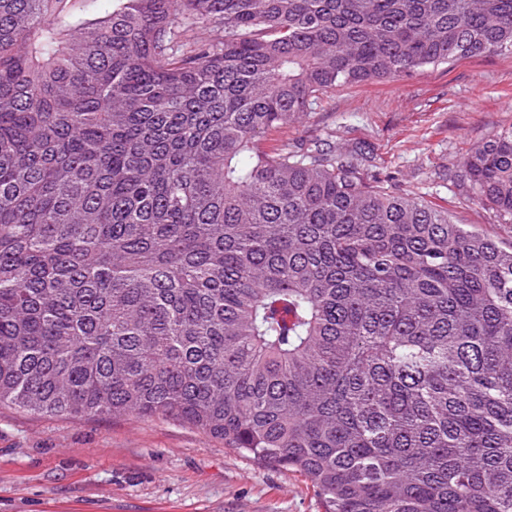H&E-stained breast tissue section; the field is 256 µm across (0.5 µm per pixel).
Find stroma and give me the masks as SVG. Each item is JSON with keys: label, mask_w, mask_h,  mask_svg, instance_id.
<instances>
[{"label": "stroma", "mask_w": 512, "mask_h": 512, "mask_svg": "<svg viewBox=\"0 0 512 512\" xmlns=\"http://www.w3.org/2000/svg\"><path fill=\"white\" fill-rule=\"evenodd\" d=\"M512 126V57L484 55L324 94L289 146L360 147L397 190L503 244L512 226L457 178L474 146ZM0 512H324L309 480L163 419L71 420L0 408Z\"/></svg>", "instance_id": "1"}]
</instances>
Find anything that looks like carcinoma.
I'll return each mask as SVG.
<instances>
[{
  "label": "carcinoma",
  "instance_id": "carcinoma-1",
  "mask_svg": "<svg viewBox=\"0 0 512 512\" xmlns=\"http://www.w3.org/2000/svg\"><path fill=\"white\" fill-rule=\"evenodd\" d=\"M95 2L0 0V405L187 423L325 512H512V245L259 146L512 55V0ZM458 177L512 224V127Z\"/></svg>",
  "mask_w": 512,
  "mask_h": 512
}]
</instances>
